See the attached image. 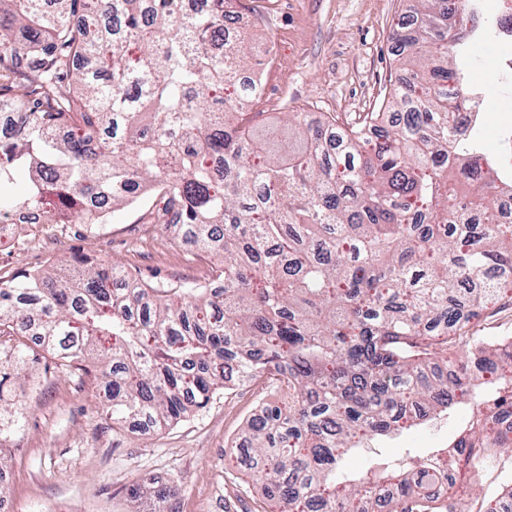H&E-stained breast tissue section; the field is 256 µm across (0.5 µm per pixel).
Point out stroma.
Returning <instances> with one entry per match:
<instances>
[{
    "label": "stroma",
    "instance_id": "35a3bbf8",
    "mask_svg": "<svg viewBox=\"0 0 512 512\" xmlns=\"http://www.w3.org/2000/svg\"><path fill=\"white\" fill-rule=\"evenodd\" d=\"M408 0H234L243 33L258 55L263 83L250 111L261 120L307 112L338 122L379 111L397 76L391 32ZM467 83L479 92V141L485 153L501 152L512 128V86L494 69L501 49L479 42ZM157 194L112 213L103 224H17L0 238V281L70 261L78 253L131 272L159 286L209 279L219 260L176 238L172 226L154 223ZM14 336H0V469L8 479L1 495L12 512H130V490L151 477L178 485L175 512H270L259 484L237 462L236 443L266 395L261 385L220 390L206 408L178 424L134 433L113 424L94 375L57 366L36 351L25 365L15 359ZM468 413L455 408L370 442L345 461L366 472L374 455L396 461L453 444Z\"/></svg>",
    "mask_w": 512,
    "mask_h": 512
}]
</instances>
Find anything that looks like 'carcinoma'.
<instances>
[{"label": "carcinoma", "instance_id": "1", "mask_svg": "<svg viewBox=\"0 0 512 512\" xmlns=\"http://www.w3.org/2000/svg\"><path fill=\"white\" fill-rule=\"evenodd\" d=\"M0 0V101L25 123L0 141V223L101 224L154 187L157 224L222 258L212 284L154 287L88 256L61 276L0 281V335L35 326L57 365L99 373L112 422L160 430L225 387L264 380L242 465L272 512H455L422 490L488 448L512 458V352L473 320L512 305V181L476 141L478 113L448 52L496 35L484 0H412L391 39V112L354 123L244 111L261 94L231 0ZM22 93H17V90ZM464 406L454 449L378 463L343 457L438 408ZM131 512L167 509L164 486ZM479 512H512V482Z\"/></svg>", "mask_w": 512, "mask_h": 512}]
</instances>
